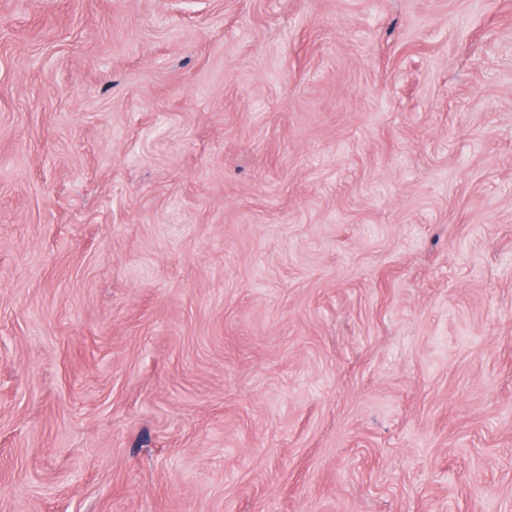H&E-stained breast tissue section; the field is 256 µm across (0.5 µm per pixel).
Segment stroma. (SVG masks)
Here are the masks:
<instances>
[{"label":"stroma","instance_id":"stroma-1","mask_svg":"<svg viewBox=\"0 0 512 512\" xmlns=\"http://www.w3.org/2000/svg\"><path fill=\"white\" fill-rule=\"evenodd\" d=\"M0 512H512V0H0Z\"/></svg>","mask_w":512,"mask_h":512}]
</instances>
